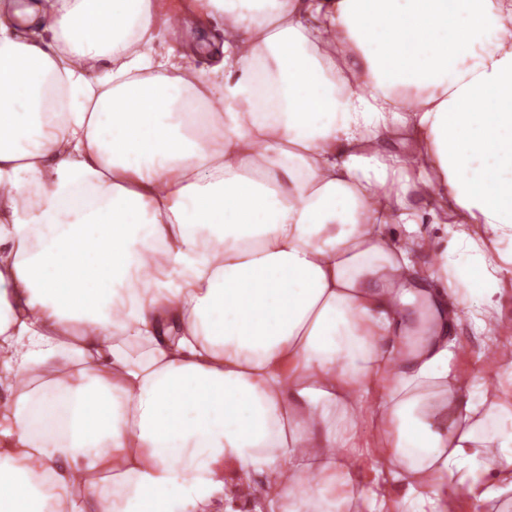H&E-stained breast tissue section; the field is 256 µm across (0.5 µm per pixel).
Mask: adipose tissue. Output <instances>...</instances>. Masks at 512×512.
<instances>
[{
	"label": "adipose tissue",
	"instance_id": "obj_1",
	"mask_svg": "<svg viewBox=\"0 0 512 512\" xmlns=\"http://www.w3.org/2000/svg\"><path fill=\"white\" fill-rule=\"evenodd\" d=\"M511 286L512 0L0 5V512L479 510L512 360L452 375L448 301ZM376 427L368 421L364 426L358 428L357 443L360 448H357L358 453H361L357 458V473L358 477L365 485H371L377 478L375 470L372 469V463L365 453L364 447L373 444L376 437Z\"/></svg>",
	"mask_w": 512,
	"mask_h": 512
}]
</instances>
